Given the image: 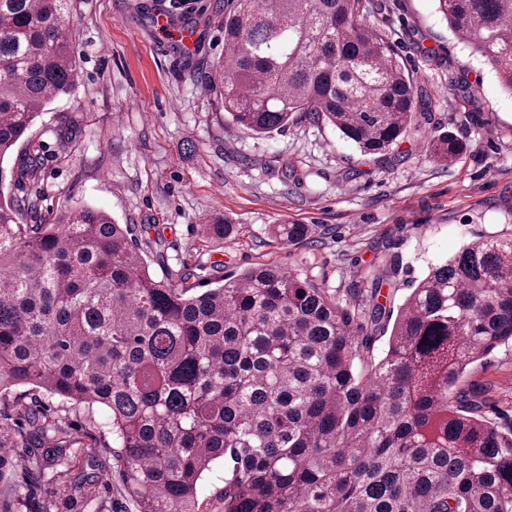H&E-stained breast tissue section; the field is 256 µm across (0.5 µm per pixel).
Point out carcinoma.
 <instances>
[{"instance_id":"1","label":"carcinoma","mask_w":512,"mask_h":512,"mask_svg":"<svg viewBox=\"0 0 512 512\" xmlns=\"http://www.w3.org/2000/svg\"><path fill=\"white\" fill-rule=\"evenodd\" d=\"M224 56L196 81L232 122L257 134L307 121L383 154L432 101L363 18L375 0H228ZM450 30L512 94V0H437ZM69 0H0L3 162L52 101L79 79ZM451 136L430 157L452 162ZM26 144L11 176L34 181ZM284 244L306 224H276ZM156 277L122 225L92 206L47 224L38 200L0 197V480L27 449L30 483L91 500L96 476L73 473L66 420L32 413L44 392L110 412L112 447L138 512H200L198 486L228 456L224 512H512V428L476 416L467 368L512 341V236L479 238L430 267L400 306L380 357L363 319L294 269L264 265L211 288ZM27 498L0 501L24 512Z\"/></svg>"}]
</instances>
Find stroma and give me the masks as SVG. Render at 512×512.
<instances>
[{
	"label": "stroma",
	"mask_w": 512,
	"mask_h": 512,
	"mask_svg": "<svg viewBox=\"0 0 512 512\" xmlns=\"http://www.w3.org/2000/svg\"><path fill=\"white\" fill-rule=\"evenodd\" d=\"M385 3L368 21L434 107L391 151L366 155L328 124L269 135L232 124L194 79L224 54L222 0H71L79 82L28 134L44 154L38 180L0 190L38 198L50 224L83 205L104 210L164 278L188 269L197 286L277 263L396 315L430 265L512 233V95L435 0ZM452 77L475 102L449 90ZM447 133L464 146L448 165L427 153L428 138ZM223 218L238 234L205 238L203 225ZM284 222L313 225V239L283 244L270 227ZM460 385L479 392L483 419L512 427V345L469 366ZM73 464L101 478L71 512H136L111 449Z\"/></svg>",
	"instance_id": "1"
}]
</instances>
